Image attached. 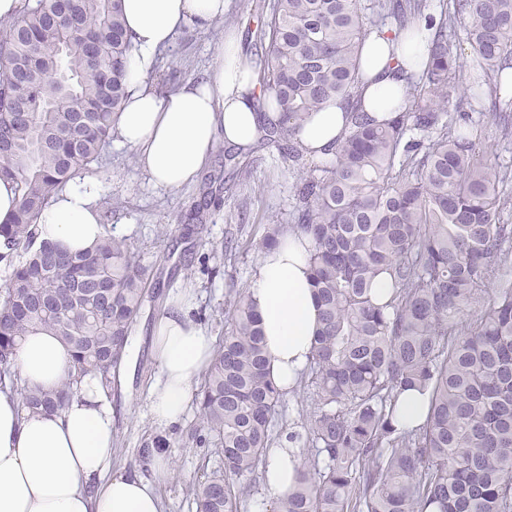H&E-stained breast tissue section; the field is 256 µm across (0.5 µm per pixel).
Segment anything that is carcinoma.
I'll return each instance as SVG.
<instances>
[{"label": "carcinoma", "instance_id": "carcinoma-1", "mask_svg": "<svg viewBox=\"0 0 512 512\" xmlns=\"http://www.w3.org/2000/svg\"><path fill=\"white\" fill-rule=\"evenodd\" d=\"M256 0L261 57L255 98L283 112L264 140L288 142L297 166L291 226L311 238L320 325L301 381L303 470L269 512H512V168L483 150L474 114L512 106L496 81L512 70V0ZM36 0L0 20V179L16 210L0 224V260L13 256L0 293V378L12 375L23 337L61 338L72 368L51 392L19 389L22 409L65 407L87 376L108 394L145 314L146 269L126 240L106 235L71 252L37 241L44 209L75 175L99 162L125 97L131 48L122 0ZM393 18L399 32L427 23L428 64L406 77L405 111L378 123L355 102L361 45ZM462 28L472 48L464 60ZM87 38L102 45L89 63ZM329 99L347 106L349 127L329 164L307 166L294 146L300 122ZM287 227L268 224L260 248ZM386 276L385 300L374 290ZM224 339L197 393L203 430L224 469L192 485L196 512H241L240 481L274 444L285 392L270 374L260 320L237 290ZM474 324L464 326L469 310ZM429 397L426 423L396 425L398 396Z\"/></svg>", "mask_w": 512, "mask_h": 512}]
</instances>
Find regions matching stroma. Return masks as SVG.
Instances as JSON below:
<instances>
[{"label":"stroma","mask_w":512,"mask_h":512,"mask_svg":"<svg viewBox=\"0 0 512 512\" xmlns=\"http://www.w3.org/2000/svg\"><path fill=\"white\" fill-rule=\"evenodd\" d=\"M250 13L249 0H226L224 17L207 28L188 27L172 47L161 54L152 74L156 87L200 79L216 63V46L225 36L242 31ZM284 143L261 142L246 155L252 177L244 185L215 182L211 195L202 184L170 192L154 187L138 166L133 149L110 144L86 176L100 180L104 189L98 205L108 230H121L154 276L149 289L159 295L154 317L138 323L123 367L122 386L110 394L115 444L112 467L135 471L140 450L153 447L156 437L167 440L172 473L159 487L165 512H196L188 493L193 480L222 466L213 443H198L193 434L201 426L197 408H190L180 424L161 427L148 411L147 395L159 375L151 330L155 316L179 290L194 289L195 317L214 340H222L233 299L230 284L248 286L259 261V242L271 220L288 219L293 211L296 175L284 154ZM203 212L197 226L195 212Z\"/></svg>","instance_id":"obj_1"}]
</instances>
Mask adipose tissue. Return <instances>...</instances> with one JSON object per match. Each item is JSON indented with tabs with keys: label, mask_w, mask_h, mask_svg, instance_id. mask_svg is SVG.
<instances>
[{
	"label": "adipose tissue",
	"mask_w": 512,
	"mask_h": 512,
	"mask_svg": "<svg viewBox=\"0 0 512 512\" xmlns=\"http://www.w3.org/2000/svg\"><path fill=\"white\" fill-rule=\"evenodd\" d=\"M132 48L127 58L128 95L114 124L122 144L136 153L153 184L175 191L197 183L219 146L244 154L263 135L280 108L257 112V70L241 38L222 40L217 63L205 79L189 80L162 94L150 80L160 53L188 26L210 27L224 15V0H123ZM427 59L424 39L390 28L364 39L358 79L363 111L382 121L400 111L403 73L418 72ZM347 130L344 103L332 100L304 122L297 136L302 153L330 158ZM99 181L66 187L44 210L41 238L70 250L92 247L105 234ZM309 239L288 232L265 250L248 294L261 319L271 375L286 392L297 388L309 365L319 324L309 264ZM196 294L181 291L168 303L152 336L160 374L148 404L161 426L180 423L195 396L198 378L212 359L214 339L193 317ZM71 367L68 348L44 333L26 336L14 358L21 385L51 390ZM112 408L97 381L85 377L69 405L56 413L28 414L19 396L0 390V512H164L159 479L169 470L165 453L152 455V477L112 468ZM301 450L281 441L260 466L269 498L292 489Z\"/></svg>",
	"instance_id": "ef3b65f1"
}]
</instances>
